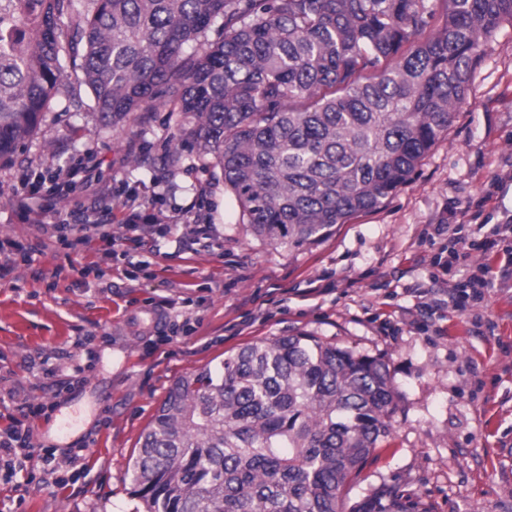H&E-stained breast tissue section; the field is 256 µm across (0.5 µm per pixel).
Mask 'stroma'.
I'll list each match as a JSON object with an SVG mask.
<instances>
[{"mask_svg": "<svg viewBox=\"0 0 512 512\" xmlns=\"http://www.w3.org/2000/svg\"><path fill=\"white\" fill-rule=\"evenodd\" d=\"M88 100L69 73L38 135L0 166V243L34 254L0 269V433L18 429L54 457L11 476L0 466V512H143L129 469L174 381L301 332L394 371L391 432L347 504L394 487L432 512H512V279L463 303L451 290L480 266L499 270L512 237L445 272L450 236L421 234L443 221L478 238L512 225V26L488 42L466 102L409 181L301 248L252 234L221 170L177 142L190 117L160 102L144 123L101 128ZM69 174L57 208L107 212L116 226L125 198L155 195L151 238L106 258L100 242L78 244L74 223L40 249L19 195ZM69 416L76 429L56 434Z\"/></svg>", "mask_w": 512, "mask_h": 512, "instance_id": "obj_1", "label": "stroma"}]
</instances>
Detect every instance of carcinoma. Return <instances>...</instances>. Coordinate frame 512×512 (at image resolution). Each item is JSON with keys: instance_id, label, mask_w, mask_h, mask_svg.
I'll list each match as a JSON object with an SVG mask.
<instances>
[{"instance_id": "obj_1", "label": "carcinoma", "mask_w": 512, "mask_h": 512, "mask_svg": "<svg viewBox=\"0 0 512 512\" xmlns=\"http://www.w3.org/2000/svg\"><path fill=\"white\" fill-rule=\"evenodd\" d=\"M504 23L512 0H0V165L77 68L99 124L170 103L254 235L312 245L411 178ZM396 405L383 357L307 334L245 346L173 383L134 493L146 512H343ZM349 512L429 510L385 488Z\"/></svg>"}]
</instances>
